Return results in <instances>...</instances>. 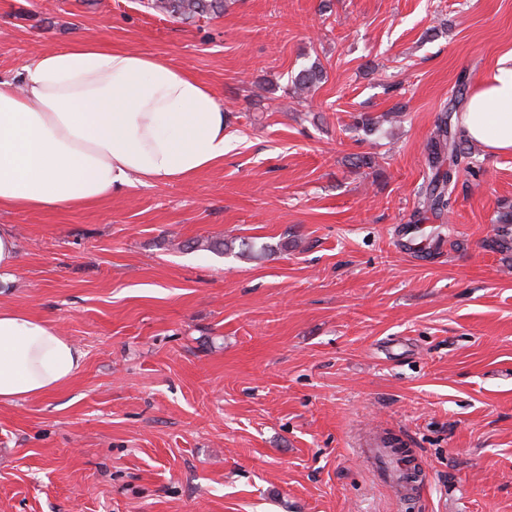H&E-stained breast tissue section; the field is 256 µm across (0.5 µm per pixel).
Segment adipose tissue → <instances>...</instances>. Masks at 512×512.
<instances>
[{
  "mask_svg": "<svg viewBox=\"0 0 512 512\" xmlns=\"http://www.w3.org/2000/svg\"><path fill=\"white\" fill-rule=\"evenodd\" d=\"M460 125L490 154L512 153V51L474 85ZM228 127L212 90L161 58L94 38L48 50L0 76V209L190 180L223 160ZM84 363L48 321L0 307V403L58 390Z\"/></svg>",
  "mask_w": 512,
  "mask_h": 512,
  "instance_id": "ef3b65f1",
  "label": "adipose tissue"
}]
</instances>
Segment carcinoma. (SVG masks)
<instances>
[{
    "instance_id": "obj_1",
    "label": "carcinoma",
    "mask_w": 512,
    "mask_h": 512,
    "mask_svg": "<svg viewBox=\"0 0 512 512\" xmlns=\"http://www.w3.org/2000/svg\"><path fill=\"white\" fill-rule=\"evenodd\" d=\"M147 8L186 22L224 12V0H148ZM324 79V70L316 62L301 69L292 80L294 93H308ZM467 99V79L461 75L448 106L442 110L434 136L427 145L428 175L418 192V200L407 225L416 228L441 217L452 208V193L459 175L465 171L478 174L467 146L459 115ZM496 232L487 247L500 255V260L512 269V207L502 206L495 218Z\"/></svg>"
}]
</instances>
